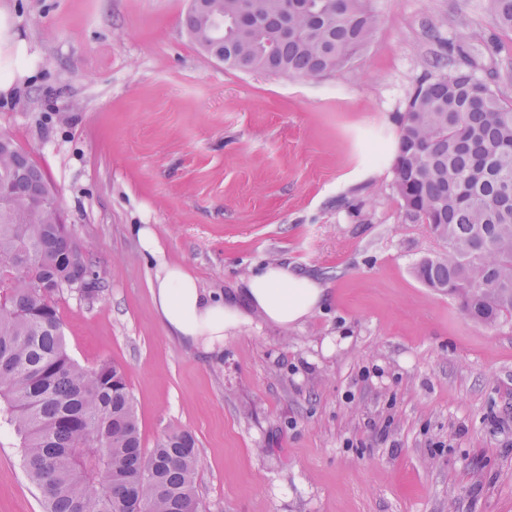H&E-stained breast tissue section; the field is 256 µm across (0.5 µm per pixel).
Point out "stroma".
<instances>
[{"instance_id":"obj_1","label":"stroma","mask_w":512,"mask_h":512,"mask_svg":"<svg viewBox=\"0 0 512 512\" xmlns=\"http://www.w3.org/2000/svg\"><path fill=\"white\" fill-rule=\"evenodd\" d=\"M369 5L350 66L299 77L206 55L188 0H0V132L106 273L97 299L59 300L68 352L123 369L144 449L194 435L201 512H512V318L478 324L416 278L447 246L393 173L411 95L449 71L435 55L512 102V31L488 0ZM163 260L225 296L285 264L325 306L294 328L253 319L208 354L154 307ZM0 512H44L5 430Z\"/></svg>"}]
</instances>
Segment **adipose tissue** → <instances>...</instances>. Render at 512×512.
Listing matches in <instances>:
<instances>
[{"instance_id": "adipose-tissue-1", "label": "adipose tissue", "mask_w": 512, "mask_h": 512, "mask_svg": "<svg viewBox=\"0 0 512 512\" xmlns=\"http://www.w3.org/2000/svg\"><path fill=\"white\" fill-rule=\"evenodd\" d=\"M151 294L173 338L212 354L223 349L229 331L253 318L288 329L321 310L325 300L319 281L279 264L263 266L248 276L241 304L206 292L192 273L176 263L160 265Z\"/></svg>"}]
</instances>
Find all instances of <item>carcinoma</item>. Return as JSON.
<instances>
[{
	"instance_id": "1",
	"label": "carcinoma",
	"mask_w": 512,
	"mask_h": 512,
	"mask_svg": "<svg viewBox=\"0 0 512 512\" xmlns=\"http://www.w3.org/2000/svg\"><path fill=\"white\" fill-rule=\"evenodd\" d=\"M496 26L512 30V0H488ZM224 4V30L202 47L225 66L314 77L346 68L378 25L367 0H191L187 33ZM404 206L438 239L442 256L414 272L460 299L476 323L512 317V104L469 70L419 83L399 121L393 164ZM0 415L19 439L45 512H200V458L181 428L142 448L123 371L107 360L84 367L68 354L58 311L63 283L105 277L70 225L30 200L53 196L44 171L0 133ZM26 215L18 224L15 216ZM31 256L18 267L20 253Z\"/></svg>"
}]
</instances>
